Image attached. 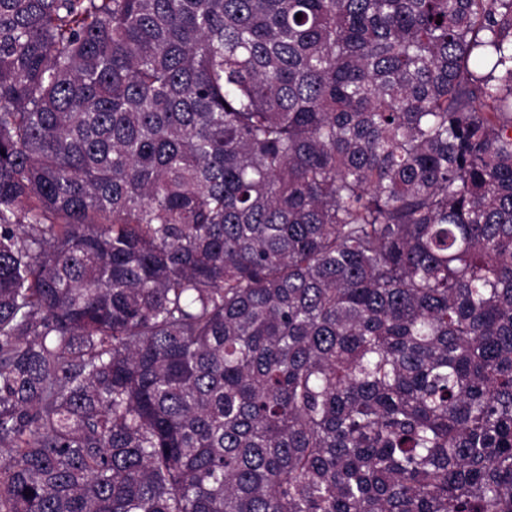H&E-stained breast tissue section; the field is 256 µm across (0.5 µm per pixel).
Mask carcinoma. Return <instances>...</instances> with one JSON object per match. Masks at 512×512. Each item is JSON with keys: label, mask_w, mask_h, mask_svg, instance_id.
<instances>
[{"label": "carcinoma", "mask_w": 512, "mask_h": 512, "mask_svg": "<svg viewBox=\"0 0 512 512\" xmlns=\"http://www.w3.org/2000/svg\"><path fill=\"white\" fill-rule=\"evenodd\" d=\"M0 512H512V0H0Z\"/></svg>", "instance_id": "carcinoma-1"}]
</instances>
